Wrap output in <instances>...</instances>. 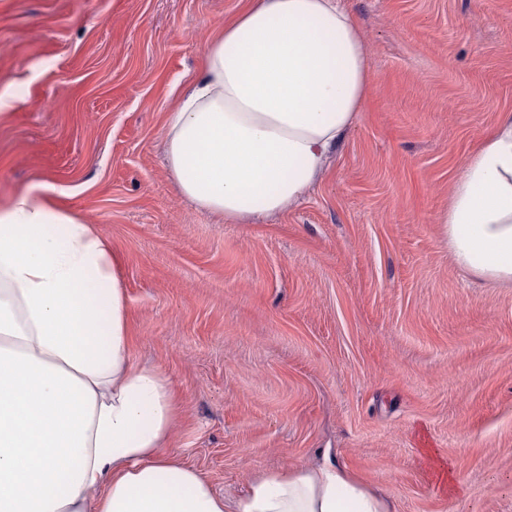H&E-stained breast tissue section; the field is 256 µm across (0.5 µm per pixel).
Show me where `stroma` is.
Here are the masks:
<instances>
[{
  "mask_svg": "<svg viewBox=\"0 0 512 512\" xmlns=\"http://www.w3.org/2000/svg\"><path fill=\"white\" fill-rule=\"evenodd\" d=\"M246 0H0V202L39 185L117 259L130 356L169 381V455L228 505L345 465L393 512H512V283L437 219L512 111V0H347L371 86L295 209L227 224L181 197L165 115Z\"/></svg>",
  "mask_w": 512,
  "mask_h": 512,
  "instance_id": "1",
  "label": "stroma"
}]
</instances>
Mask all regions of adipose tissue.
<instances>
[{"instance_id": "adipose-tissue-1", "label": "adipose tissue", "mask_w": 512, "mask_h": 512, "mask_svg": "<svg viewBox=\"0 0 512 512\" xmlns=\"http://www.w3.org/2000/svg\"><path fill=\"white\" fill-rule=\"evenodd\" d=\"M370 91L343 0H249L208 43L166 115L168 170L232 224L275 216L322 178ZM457 267L512 282V113L491 127L439 215ZM93 227L48 185L0 204V512H225L168 455L180 405L129 354L125 290ZM237 512H392L346 468L269 471Z\"/></svg>"}]
</instances>
